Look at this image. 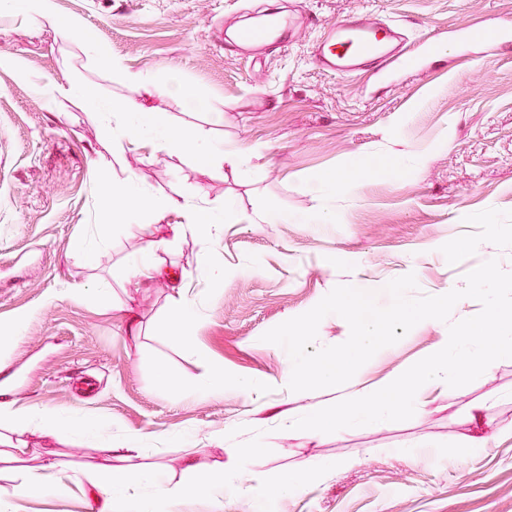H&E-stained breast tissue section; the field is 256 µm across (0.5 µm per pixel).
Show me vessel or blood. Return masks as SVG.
I'll return each instance as SVG.
<instances>
[{"label":"vessel or blood","mask_w":512,"mask_h":512,"mask_svg":"<svg viewBox=\"0 0 512 512\" xmlns=\"http://www.w3.org/2000/svg\"><path fill=\"white\" fill-rule=\"evenodd\" d=\"M287 26V20L275 17L268 26L243 32L241 40L262 46L270 42L274 30ZM459 33L466 39L478 36L490 43L512 42V30L489 22L465 24ZM432 45L433 40L428 36L418 42L411 41L395 24L343 18L324 27L312 45L311 55L320 69L332 74L348 75L371 63L383 75L411 58L414 52H427Z\"/></svg>","instance_id":"vessel-or-blood-1"}]
</instances>
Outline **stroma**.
<instances>
[{"instance_id":"obj_1","label":"stroma","mask_w":512,"mask_h":512,"mask_svg":"<svg viewBox=\"0 0 512 512\" xmlns=\"http://www.w3.org/2000/svg\"><path fill=\"white\" fill-rule=\"evenodd\" d=\"M86 37L32 32L18 0H0V327L23 321L0 348V402L73 419L51 433L0 420V512H102L71 473L162 470L207 481L234 471L241 449L250 494L200 497L176 512H512V358L472 383L429 393L406 421L312 435L292 422L335 403L340 388L293 392L287 352L263 334L313 308L336 285L377 292L415 274L418 291L464 287L484 255L512 272V43L460 42L458 25L512 26V0H56ZM274 10L293 18L281 45L256 56L231 30ZM370 14L435 34L416 66L381 78L318 68L313 40L339 17ZM83 91L43 93L46 77ZM188 84L195 101L171 94ZM135 100L184 132L205 130L249 150L237 167L131 148L112 134L111 103ZM366 173L326 196L328 178ZM134 178L158 197L214 213L231 207L215 241L187 236L163 253L184 273L201 321L193 345L168 330L173 290L120 275L142 241L136 225H98L108 185ZM331 224L306 218L321 206ZM266 210L273 224H251ZM498 225L495 235L484 225ZM224 281L199 277L202 259ZM85 295L58 297L63 285ZM139 335L127 330L129 318ZM447 326L416 325L364 369L371 381L433 354ZM249 393H197L212 366ZM115 447L106 455L104 446ZM53 458L62 486L17 499L20 473ZM196 470L186 473L185 459ZM302 484L282 495L284 478Z\"/></svg>"}]
</instances>
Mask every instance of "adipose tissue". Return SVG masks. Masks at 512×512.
I'll return each instance as SVG.
<instances>
[{
	"mask_svg": "<svg viewBox=\"0 0 512 512\" xmlns=\"http://www.w3.org/2000/svg\"><path fill=\"white\" fill-rule=\"evenodd\" d=\"M22 9L33 29H42L44 24L48 23L55 26L59 35L65 38L76 36L84 30L80 20L59 19L54 0H22ZM109 110L112 114L113 135L128 145H139L144 135L151 134L158 144L171 154L191 153L202 161H223L234 167L242 164L247 158L246 151L212 144L205 131L200 130L190 136L184 135L172 127L161 113L150 111L143 104L124 102L110 105ZM108 195L112 198H131L137 203L136 209L133 210L110 209L109 221L113 224L133 222L137 210L140 209L155 212L176 209L183 216L182 223L174 227L176 235L190 234L210 239L218 234L224 222L223 216L212 214L190 201L174 197L158 198L146 194L136 187L133 178L130 177L113 183ZM139 234L143 246L140 253L126 267V276L146 286L163 279L176 280L177 275L173 269L165 267L158 258V253L165 248L166 242L156 238L153 225H140ZM74 478L79 483L97 488L110 499L114 498L116 492L128 491L147 479L161 488L162 498L168 503H176L201 493L220 499L228 491L236 495L242 492L240 482L225 472L214 475L203 483H173L166 480L161 471L146 474L134 469L106 473L79 471L75 473Z\"/></svg>",
	"mask_w": 512,
	"mask_h": 512,
	"instance_id": "obj_1",
	"label": "adipose tissue"
}]
</instances>
